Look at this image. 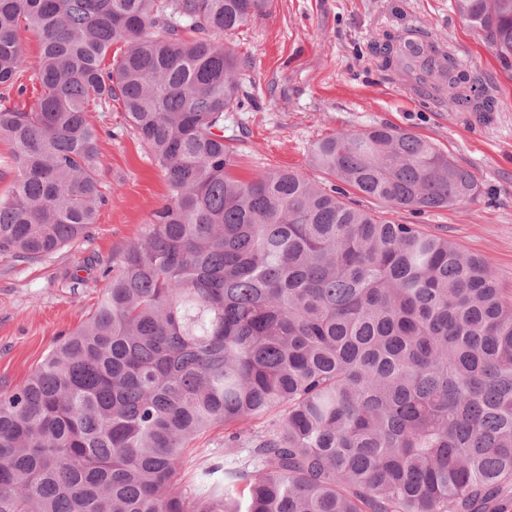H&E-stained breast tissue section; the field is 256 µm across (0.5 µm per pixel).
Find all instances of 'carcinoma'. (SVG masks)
Masks as SVG:
<instances>
[{"label": "carcinoma", "instance_id": "carcinoma-1", "mask_svg": "<svg viewBox=\"0 0 512 512\" xmlns=\"http://www.w3.org/2000/svg\"><path fill=\"white\" fill-rule=\"evenodd\" d=\"M454 2L511 70L512 0ZM269 5L0 0V86L27 72L40 92L0 105L15 172L0 255L38 261L89 236L104 201L92 103H122L168 187L89 319L0 389V512H507L512 295L490 259L299 169L233 173L224 37ZM23 28L40 37L32 63ZM383 54L448 108L496 111L428 33L388 36ZM310 165L391 208L478 193L447 152L388 126L322 138ZM272 412L224 492L184 489L200 434Z\"/></svg>", "mask_w": 512, "mask_h": 512}]
</instances>
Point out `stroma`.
Masks as SVG:
<instances>
[{
  "mask_svg": "<svg viewBox=\"0 0 512 512\" xmlns=\"http://www.w3.org/2000/svg\"><path fill=\"white\" fill-rule=\"evenodd\" d=\"M416 26L478 69L485 85L496 86L498 109L488 120L448 110L386 66L385 34ZM225 43L240 63L242 103L224 115L237 177L292 167L328 187L334 177L308 164L319 139L379 125L411 131L469 169L478 196L425 212L393 209L356 193L351 201L490 258L499 287L512 292V77L453 0H271L266 16ZM91 118L101 132L97 171L107 200L90 237L35 262L0 256V388L25 379L58 337L88 320L107 285L103 268L138 238L166 199L164 173L128 126L121 102ZM249 448L248 437L230 440L220 426L201 434L190 447L185 485L198 484L206 473L223 483L220 465L248 462Z\"/></svg>",
  "mask_w": 512,
  "mask_h": 512,
  "instance_id": "35a3bbf8",
  "label": "stroma"
}]
</instances>
